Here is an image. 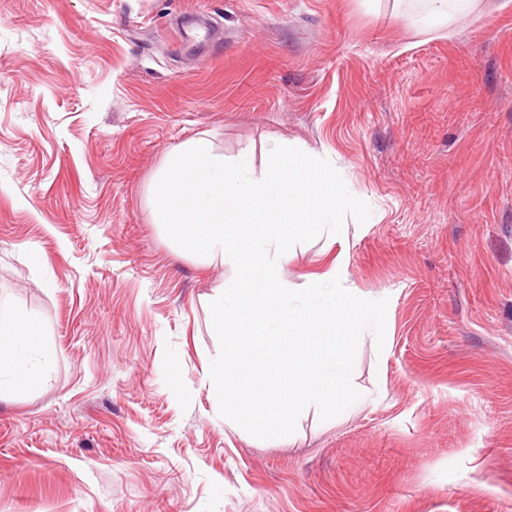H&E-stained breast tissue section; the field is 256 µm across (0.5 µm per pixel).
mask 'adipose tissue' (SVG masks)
I'll return each mask as SVG.
<instances>
[{"label":"adipose tissue","mask_w":512,"mask_h":512,"mask_svg":"<svg viewBox=\"0 0 512 512\" xmlns=\"http://www.w3.org/2000/svg\"><path fill=\"white\" fill-rule=\"evenodd\" d=\"M416 25L433 28L467 15L472 0H419ZM48 350L43 330L31 316L0 296V401L12 400L43 382Z\"/></svg>","instance_id":"1"}]
</instances>
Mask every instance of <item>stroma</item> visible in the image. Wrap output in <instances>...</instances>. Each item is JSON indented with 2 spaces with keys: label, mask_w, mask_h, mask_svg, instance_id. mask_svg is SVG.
Masks as SVG:
<instances>
[{
  "label": "stroma",
  "mask_w": 512,
  "mask_h": 512,
  "mask_svg": "<svg viewBox=\"0 0 512 512\" xmlns=\"http://www.w3.org/2000/svg\"><path fill=\"white\" fill-rule=\"evenodd\" d=\"M291 141L372 214L297 245L387 299L372 404L285 440L206 374L225 269L153 221L168 153ZM49 337L0 402V512H512V0H0V294ZM473 0H418L419 10L414 15V23L422 28L440 27L454 17L467 15Z\"/></svg>",
  "instance_id": "35a3bbf8"
}]
</instances>
